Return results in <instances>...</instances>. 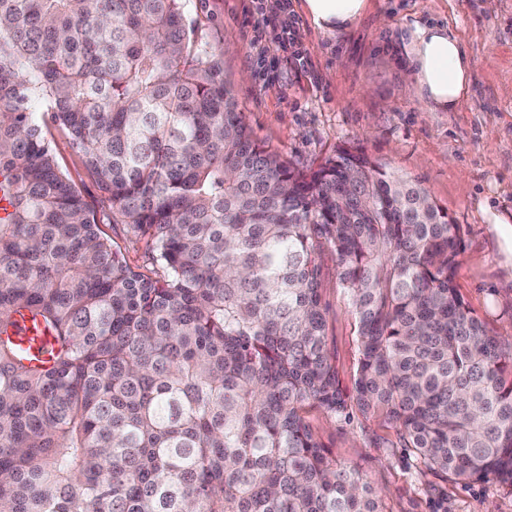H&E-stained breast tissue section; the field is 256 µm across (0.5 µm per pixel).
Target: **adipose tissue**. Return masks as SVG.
I'll return each instance as SVG.
<instances>
[{
  "mask_svg": "<svg viewBox=\"0 0 512 512\" xmlns=\"http://www.w3.org/2000/svg\"><path fill=\"white\" fill-rule=\"evenodd\" d=\"M369 0H303L313 26L340 31L352 26ZM404 73L418 101L433 112H453L472 87V61L464 41L448 26L421 20L402 25L397 38Z\"/></svg>",
  "mask_w": 512,
  "mask_h": 512,
  "instance_id": "adipose-tissue-1",
  "label": "adipose tissue"
}]
</instances>
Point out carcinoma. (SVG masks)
Returning a JSON list of instances; mask_svg holds the SVG:
<instances>
[{"label":"carcinoma","mask_w":512,"mask_h":512,"mask_svg":"<svg viewBox=\"0 0 512 512\" xmlns=\"http://www.w3.org/2000/svg\"><path fill=\"white\" fill-rule=\"evenodd\" d=\"M67 130L152 269L41 135ZM0 512H384L306 420L512 486V350L454 285L463 226L360 147L255 140L182 0H0ZM355 318L353 390L318 257Z\"/></svg>","instance_id":"1"}]
</instances>
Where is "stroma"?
Wrapping results in <instances>:
<instances>
[{
	"instance_id": "stroma-1",
	"label": "stroma",
	"mask_w": 512,
	"mask_h": 512,
	"mask_svg": "<svg viewBox=\"0 0 512 512\" xmlns=\"http://www.w3.org/2000/svg\"><path fill=\"white\" fill-rule=\"evenodd\" d=\"M277 0H184L199 37L224 52V81L253 137L294 166L314 168L337 146L358 145L400 174L418 178L427 194L465 229L455 284L468 306L512 348V245L488 223L487 211L512 220V0H370L348 30H316L288 0L297 24L294 41L304 61L269 46L255 48L260 9ZM449 25L466 42L473 62L472 94L454 112L418 102L389 51L391 33L413 20ZM59 169L94 211L127 263L145 267V241L131 238L112 202L59 125L43 126ZM321 296L328 344L344 387L358 360L354 319L336 278V261L322 253ZM308 422L329 456L359 471L381 494L388 512H512V488L495 477L464 483L421 470L394 447L395 432L374 419L344 420L310 410Z\"/></svg>"
}]
</instances>
